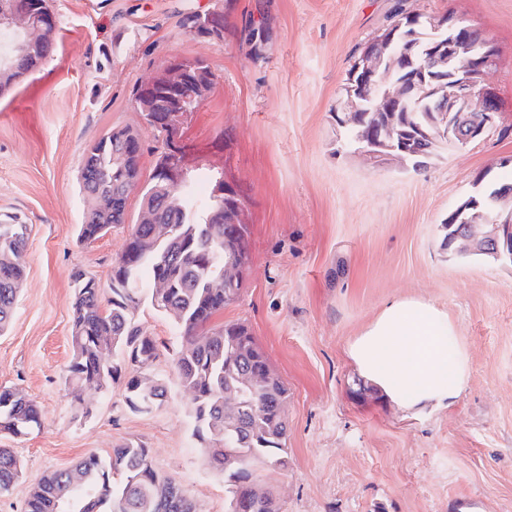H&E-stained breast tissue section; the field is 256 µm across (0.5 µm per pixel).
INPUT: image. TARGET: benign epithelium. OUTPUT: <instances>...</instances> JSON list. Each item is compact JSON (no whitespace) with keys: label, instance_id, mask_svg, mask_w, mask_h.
Masks as SVG:
<instances>
[{"label":"benign epithelium","instance_id":"7a95c632","mask_svg":"<svg viewBox=\"0 0 512 512\" xmlns=\"http://www.w3.org/2000/svg\"><path fill=\"white\" fill-rule=\"evenodd\" d=\"M407 22L397 23L367 42L340 88L336 106L341 126H351L353 140L378 166L412 162L430 156L434 146L464 148L483 137L493 126L495 101L487 85L493 50L481 33L448 16L409 12ZM406 25L432 32L426 47L408 35H395ZM0 26L15 32L21 53L36 47L55 26V16L41 9L1 11ZM200 59L173 58L144 84L137 112H176V124L167 135L174 163L165 169V181L176 186L189 171L185 129L195 108L211 89L212 77ZM401 112H419L413 129L398 118ZM224 223H241V207L226 192ZM448 223L461 230L445 245L463 239L471 251L512 262V185L494 190L486 198L468 196L448 214Z\"/></svg>","mask_w":512,"mask_h":512}]
</instances>
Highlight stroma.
<instances>
[{"mask_svg": "<svg viewBox=\"0 0 512 512\" xmlns=\"http://www.w3.org/2000/svg\"><path fill=\"white\" fill-rule=\"evenodd\" d=\"M256 1L50 0L53 55L0 96V215L30 226L16 313L0 335V387L41 412L27 435L0 433L22 465L0 512H23L44 475L92 453L108 458L128 440L149 448L197 512L225 510L224 478L191 435L174 327L150 301L135 317L166 345L160 407L131 411L118 383L86 394L93 413L77 419L65 384L70 272L85 268L108 286L131 232L122 224L78 242L83 158L112 130L139 134L141 176L128 193L137 217L157 133L131 93L173 57L206 59L217 75L187 126L189 162L223 173L243 196L244 286L215 321L246 324L288 389L290 465L269 477L285 512H512V263L443 246L448 214L474 194L478 173L500 175V157L512 154V0H406L465 21L495 49L493 128L418 170L373 164L344 146L334 119L359 48L385 29L396 0H260L271 39L259 59L237 35ZM214 8L224 11L223 40L183 27L187 13ZM404 298L446 309L455 325L470 378L450 407L400 409L361 382L348 355Z\"/></svg>", "mask_w": 512, "mask_h": 512, "instance_id": "obj_1", "label": "stroma"}]
</instances>
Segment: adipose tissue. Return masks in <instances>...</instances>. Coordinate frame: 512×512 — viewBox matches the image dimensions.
<instances>
[{
  "label": "adipose tissue",
  "mask_w": 512,
  "mask_h": 512,
  "mask_svg": "<svg viewBox=\"0 0 512 512\" xmlns=\"http://www.w3.org/2000/svg\"><path fill=\"white\" fill-rule=\"evenodd\" d=\"M447 311L415 299L386 305L349 345L359 375L385 399L415 412L455 402L465 391V352Z\"/></svg>",
  "instance_id": "1"
}]
</instances>
